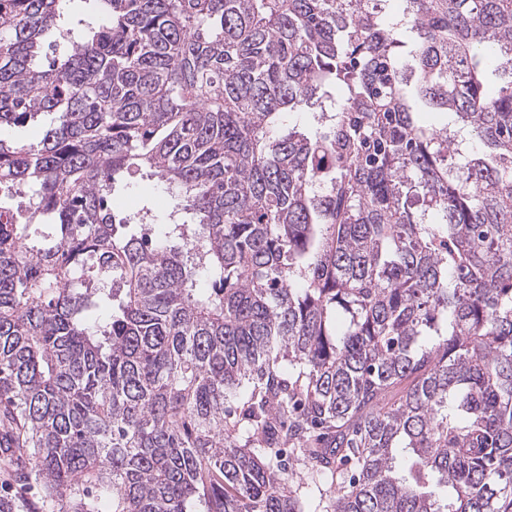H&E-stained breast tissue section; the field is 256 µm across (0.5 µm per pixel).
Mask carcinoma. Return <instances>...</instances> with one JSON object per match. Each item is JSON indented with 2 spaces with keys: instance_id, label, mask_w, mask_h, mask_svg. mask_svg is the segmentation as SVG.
Masks as SVG:
<instances>
[{
  "instance_id": "obj_1",
  "label": "carcinoma",
  "mask_w": 512,
  "mask_h": 512,
  "mask_svg": "<svg viewBox=\"0 0 512 512\" xmlns=\"http://www.w3.org/2000/svg\"><path fill=\"white\" fill-rule=\"evenodd\" d=\"M70 2L0 0V129L54 115L0 137L17 481L303 512L290 448L317 510L512 512V0Z\"/></svg>"
}]
</instances>
